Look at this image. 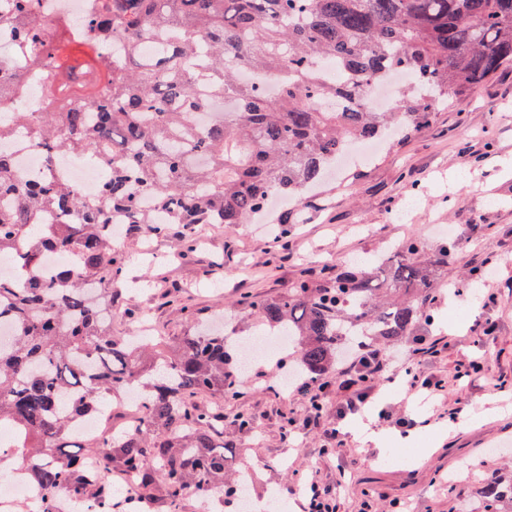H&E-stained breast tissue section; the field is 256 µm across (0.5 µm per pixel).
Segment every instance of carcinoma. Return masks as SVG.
Instances as JSON below:
<instances>
[{
  "mask_svg": "<svg viewBox=\"0 0 512 512\" xmlns=\"http://www.w3.org/2000/svg\"><path fill=\"white\" fill-rule=\"evenodd\" d=\"M35 0H12L0 20L27 70L0 66V100L41 83L36 112L0 120V142L34 147L46 167L61 155L105 170L98 194L77 202L65 180L27 177L0 148V426L41 492L39 512L62 496L88 512H123L109 471L135 482L138 497L160 474L170 512L243 466L217 439L216 413L192 405L200 392L236 393L244 374L220 331L163 338L112 337V297L123 253L110 218L132 236L186 234L200 224H243L273 197L306 193L359 142L408 138L435 111L490 75L512 68V0H93L87 33L36 19ZM54 38H43L46 26ZM125 46L107 66L108 42ZM150 45L148 56L140 52ZM278 75L275 95L239 72ZM414 82L396 110L375 108L371 90L395 73ZM231 108L205 124L210 103ZM448 245L427 253L418 238L357 261L351 270L299 281L271 299L237 301L259 324L297 344L292 382L325 376L347 350L397 341L433 318L435 272ZM54 254L74 263L51 270ZM143 391L145 422L123 435L72 444L74 423L129 384ZM101 455L107 471H86ZM480 512H512V476Z\"/></svg>",
  "mask_w": 512,
  "mask_h": 512,
  "instance_id": "cac0c4a2",
  "label": "carcinoma"
}]
</instances>
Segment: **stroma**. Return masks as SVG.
<instances>
[{
  "instance_id": "35a3bbf8",
  "label": "stroma",
  "mask_w": 512,
  "mask_h": 512,
  "mask_svg": "<svg viewBox=\"0 0 512 512\" xmlns=\"http://www.w3.org/2000/svg\"><path fill=\"white\" fill-rule=\"evenodd\" d=\"M348 169L360 175L353 193L333 180L308 198L282 227L284 249L273 243L269 225L254 223L198 225L191 246L173 232L148 241L121 238L126 286L112 300V334L129 336L135 314L143 313L172 344L201 322H221L228 336H249L254 320L238 312L241 297L277 296L322 267L342 269L414 235L427 250L438 249L448 240L439 226L452 225L454 246L439 270L440 283L466 282L486 262L496 272L480 284L479 297L452 300L438 293L433 324L417 329L447 344L421 365L444 381L447 392L439 399L410 398L376 381L362 412L386 429L401 417L423 421L426 451L386 462L378 449L352 441L323 454L313 431L284 437L288 420L301 419L307 409L303 394L280 385L277 365L294 363L290 349L258 356L238 395L193 402L215 409L225 443L255 467L249 493H280L286 512H299L303 499L296 489L314 474L340 483L343 512H357L367 491L380 496L381 512L392 499L411 512H467L484 479L512 472V70L490 76L438 111L414 137ZM487 292L495 294L494 305H486ZM485 320L494 323V332L472 336L471 325ZM472 360L482 361L484 370L468 377L464 370ZM456 407L464 408L465 418L449 420ZM383 410L389 413L384 420ZM242 412L252 415V429L239 428Z\"/></svg>"
}]
</instances>
